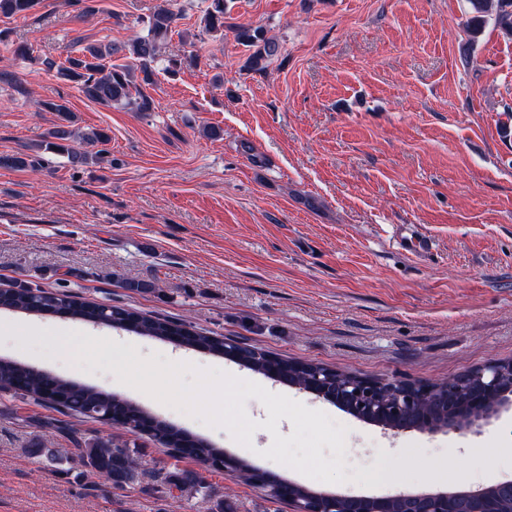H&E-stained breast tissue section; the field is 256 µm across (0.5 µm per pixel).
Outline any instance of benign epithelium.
Listing matches in <instances>:
<instances>
[{"instance_id": "benign-epithelium-1", "label": "benign epithelium", "mask_w": 512, "mask_h": 512, "mask_svg": "<svg viewBox=\"0 0 512 512\" xmlns=\"http://www.w3.org/2000/svg\"><path fill=\"white\" fill-rule=\"evenodd\" d=\"M264 375L310 392L363 421L381 424L395 432L467 434L479 430L501 411L512 408V375L500 370L498 362L448 382V388L431 400V404L440 409L434 420L419 403L414 392L416 382H396L400 391L386 406L377 400L380 382L370 377L344 375L330 379L324 377L321 370L312 368L308 383L301 386L288 379L273 362L267 364ZM249 473L251 482L287 503L292 512H500L502 502L512 501L511 478L478 489L382 496L314 492L300 500L295 490L302 485L284 481L270 471L252 468Z\"/></svg>"}]
</instances>
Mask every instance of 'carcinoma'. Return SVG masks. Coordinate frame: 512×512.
I'll return each instance as SVG.
<instances>
[{
    "instance_id": "obj_1",
    "label": "carcinoma",
    "mask_w": 512,
    "mask_h": 512,
    "mask_svg": "<svg viewBox=\"0 0 512 512\" xmlns=\"http://www.w3.org/2000/svg\"><path fill=\"white\" fill-rule=\"evenodd\" d=\"M470 17L467 27L471 38H476L488 22L512 35V0H467ZM37 0H0V16L10 18L29 12ZM228 14V0H208V6L201 18L203 29L208 33L224 32V19ZM179 14L173 9L171 0L157 7L143 20L145 33L135 36L129 42L116 45L111 42L88 43L66 56L64 62H46L56 77L74 84L88 100L110 107L118 103L134 104L140 112L152 109V100L144 92L145 87L155 84V77L161 72L175 74L185 66L197 63L194 51L183 50L180 54L162 57L161 45L176 34ZM237 40L253 49L248 58V66L255 71L265 69V63L277 53V45L266 37L260 28L240 26L236 29ZM0 44L23 59L31 57L32 47L26 43L15 44L10 39V31L0 29ZM121 55L131 60L129 64H114L112 58ZM36 111L56 112L61 123L50 133L49 139L37 148L53 150L66 155L72 165L88 166L98 163L101 151L92 147L108 140L107 135L95 130L90 133L74 128L72 110L62 100L45 99L35 101ZM77 321H86L95 316L99 323L125 331H133L145 336L164 338L172 333L176 322L160 316L140 313L132 308L103 305L78 296L33 288L19 284L12 288L0 289V307L24 312L34 311L35 304ZM190 343L214 353L224 355V337L214 336L208 331L192 328L187 331ZM44 377L38 371L20 363L0 359V390L36 402H42L48 389ZM49 389L58 396L62 405L60 412L81 420L93 419V414H101L112 405V394L90 387L77 385L61 377L54 378ZM130 416L136 420H147L153 425L151 437L166 448L177 450L184 457L197 458L205 453L218 457L224 454L221 448H189L185 446L184 433L173 425L158 420L144 410L130 404ZM86 464L107 474L112 486L121 488L138 477L135 453L123 448L110 439L96 438L84 442L76 449Z\"/></svg>"
}]
</instances>
